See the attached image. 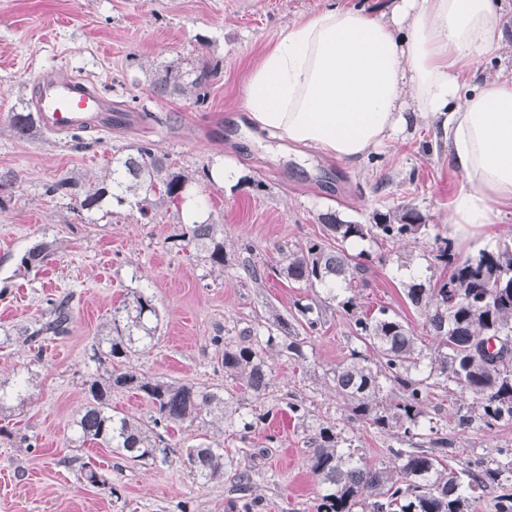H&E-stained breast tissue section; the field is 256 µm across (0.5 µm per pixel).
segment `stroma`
<instances>
[{
  "label": "stroma",
  "mask_w": 512,
  "mask_h": 512,
  "mask_svg": "<svg viewBox=\"0 0 512 512\" xmlns=\"http://www.w3.org/2000/svg\"><path fill=\"white\" fill-rule=\"evenodd\" d=\"M374 7L377 0H0V512H224L238 496L240 473L262 512H315L325 487L310 471L311 439L319 426L341 422L347 400L332 383L336 366L363 349L350 316L337 303L304 346L306 359L273 356L267 394L241 404L224 428L231 463L221 478L191 473L178 456L168 463H133L93 442L79 440L75 421L86 402V380L104 373L91 346L116 308L133 291L151 296L159 313L157 334L131 363L162 380L194 383L221 393L236 384L224 373L211 344L216 332L236 339L246 326L259 332L276 317H291L315 292L274 273L279 249L297 251L323 241L320 214L371 223L375 213L407 204L422 214L425 232L384 245L348 244L371 254L361 300L386 306L433 345L404 289L411 270L435 265L436 238L451 235L448 216L464 178L448 160L436 125L421 119L368 159L349 163L298 146L256 144L238 132L243 88L279 30L316 14L329 2ZM505 38L495 57L474 62L476 82L512 76V0H500ZM217 64L203 103L188 96L154 97L150 85L166 67ZM60 66L98 86L121 111L111 129L85 132L90 147L70 149L68 138L34 129L17 135L12 108L29 104L40 69ZM146 143L172 167L191 174L203 211L224 235V266L211 267L206 252L183 251L177 237L185 214L158 211L141 220L128 206L110 215L74 209L69 196H48L59 178L86 182L114 154ZM232 161L235 177L209 181L206 170ZM50 248L40 266L22 257L34 245ZM252 245L261 280L246 278L241 261ZM68 299L71 331L40 336L50 301ZM301 401L292 413L288 404ZM472 398L455 388L435 389L424 407L421 445L437 427L457 459L477 464L512 446V422L490 430L459 432V407ZM252 422L243 432V422ZM103 475L92 486L80 479L82 462Z\"/></svg>",
  "instance_id": "stroma-1"
}]
</instances>
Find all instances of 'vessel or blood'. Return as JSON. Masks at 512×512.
Returning a JSON list of instances; mask_svg holds the SVG:
<instances>
[{"label":"vessel or blood","instance_id":"obj_1","mask_svg":"<svg viewBox=\"0 0 512 512\" xmlns=\"http://www.w3.org/2000/svg\"><path fill=\"white\" fill-rule=\"evenodd\" d=\"M34 106L41 128L68 134L87 124L112 126V104L98 89L54 70L40 72Z\"/></svg>","mask_w":512,"mask_h":512}]
</instances>
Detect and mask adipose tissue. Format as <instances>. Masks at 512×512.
<instances>
[{"mask_svg":"<svg viewBox=\"0 0 512 512\" xmlns=\"http://www.w3.org/2000/svg\"><path fill=\"white\" fill-rule=\"evenodd\" d=\"M503 37L493 0H392L379 12L333 0L281 29L252 68L245 127L257 139L361 161L412 119H430L465 180L452 232L477 237L512 203V79L479 86L463 72Z\"/></svg>","mask_w":512,"mask_h":512,"instance_id":"adipose-tissue-1","label":"adipose tissue"}]
</instances>
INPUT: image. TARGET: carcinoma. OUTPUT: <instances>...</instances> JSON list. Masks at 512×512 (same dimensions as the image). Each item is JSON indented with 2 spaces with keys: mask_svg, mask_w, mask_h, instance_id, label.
Segmentation results:
<instances>
[{
  "mask_svg": "<svg viewBox=\"0 0 512 512\" xmlns=\"http://www.w3.org/2000/svg\"><path fill=\"white\" fill-rule=\"evenodd\" d=\"M218 67L202 66L182 71L167 68L153 81L151 93L159 98L187 94L200 102L216 76ZM13 130L27 135L38 126L37 114L14 110L9 115ZM194 178L166 165L149 144L135 153L112 157L101 179L73 191L71 180L61 178L45 192L72 196L81 209L99 210L107 202L127 205L146 218L158 205L180 209ZM327 235L336 241L334 250L313 242L282 257L283 273L307 288L326 290V299L338 301L354 320L357 338L377 350L380 366L373 368L357 350L333 374L336 391L350 401L349 420L379 432L408 436L419 428L424 404L434 388L453 384L461 394L476 399L478 413L458 418L464 431L476 424L488 428L512 421V242L481 249L465 256L454 252L448 239H436V260L443 272L414 282L405 290L410 305L420 312L424 325L437 341L435 348L418 343L409 326L388 314L361 308L353 288L366 282L370 254H351L347 242L400 240L416 236L424 224L408 205L378 213L372 224L345 222L333 213L320 215ZM186 245L205 250L214 267H224V238L211 219L194 221L182 233ZM322 300L296 307L299 318L292 325L279 318L262 336L251 328L231 340L218 333L211 338L224 374L237 382V394L223 396L194 384L163 381L127 366L134 353H146L157 327L152 299L133 292L131 301L112 314L102 338L92 345V357L109 365L101 376L86 381L87 402L76 420L82 441H95L129 461H168L171 444L165 436L176 426L206 423L214 411L246 397L258 399L268 389L272 367L267 351L277 349L295 361H305L306 338L321 324ZM52 318L32 335L66 336L71 316L68 302H55ZM398 386L403 396L390 400L386 387ZM133 391L150 403V420L112 411V392ZM353 437L342 436L338 424L319 427L313 438L310 470L327 486L316 512H470L479 492L512 486V448L500 449L499 457L482 466L454 463L448 454V437L431 439L434 450L419 451L387 446L388 460L368 462L357 452ZM183 463L198 477L212 480L224 474V443L204 439L183 452Z\"/></svg>",
  "mask_w": 512,
  "mask_h": 512,
  "instance_id": "cac0c4a2",
  "label": "carcinoma"
}]
</instances>
